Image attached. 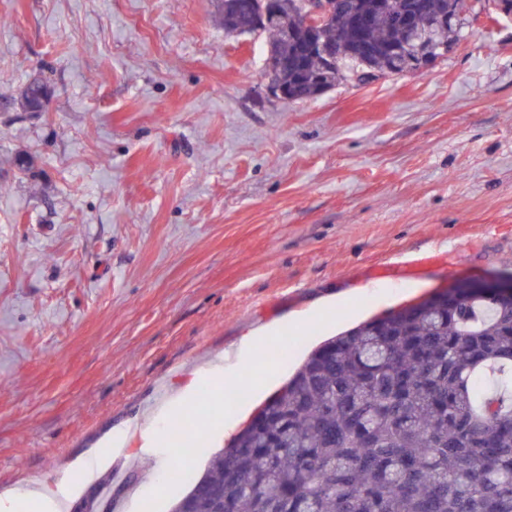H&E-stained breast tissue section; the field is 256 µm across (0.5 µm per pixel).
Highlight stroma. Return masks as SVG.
I'll return each instance as SVG.
<instances>
[{
    "mask_svg": "<svg viewBox=\"0 0 512 512\" xmlns=\"http://www.w3.org/2000/svg\"><path fill=\"white\" fill-rule=\"evenodd\" d=\"M221 6L0 0V490L71 471L82 512L116 470L114 512H169V396L250 390L192 401L203 470L327 338L512 273V19L474 5L423 73L288 105Z\"/></svg>",
    "mask_w": 512,
    "mask_h": 512,
    "instance_id": "stroma-1",
    "label": "stroma"
}]
</instances>
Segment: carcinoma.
I'll use <instances>...</instances> for the list:
<instances>
[{"label": "carcinoma", "instance_id": "cac0c4a2", "mask_svg": "<svg viewBox=\"0 0 512 512\" xmlns=\"http://www.w3.org/2000/svg\"><path fill=\"white\" fill-rule=\"evenodd\" d=\"M286 0H224V29L262 27L276 73L293 102L321 95L320 62L302 60L306 35ZM372 0H341L319 37L335 46L330 88L365 67L389 73L390 51L408 35L389 7L359 31L353 12ZM463 19L433 29L445 55ZM30 81L21 105H41ZM204 472L174 459L169 480L189 485L171 512H512V298L462 285L435 302L400 306L312 351Z\"/></svg>", "mask_w": 512, "mask_h": 512}]
</instances>
